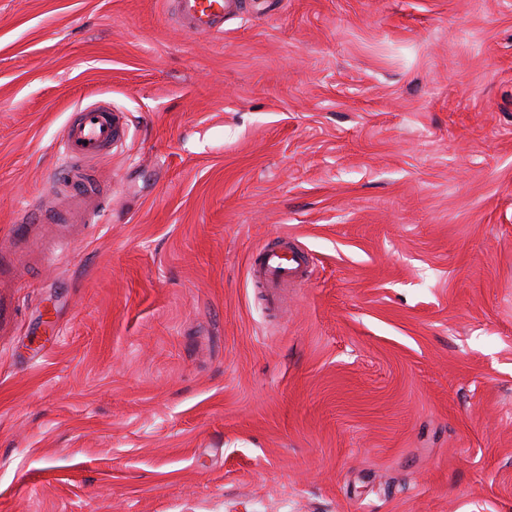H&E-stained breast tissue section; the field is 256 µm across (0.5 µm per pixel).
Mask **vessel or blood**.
Returning <instances> with one entry per match:
<instances>
[{
  "label": "vessel or blood",
  "instance_id": "obj_1",
  "mask_svg": "<svg viewBox=\"0 0 512 512\" xmlns=\"http://www.w3.org/2000/svg\"><path fill=\"white\" fill-rule=\"evenodd\" d=\"M180 24L194 35L217 33L226 16L236 13L237 0H175ZM123 125L120 113L110 106H89L77 111L67 122L60 136L63 150L71 162L68 178L75 183L82 177L85 162L108 157L120 140ZM104 205L103 199L94 189L67 190L58 197L56 211L62 224H89ZM43 217L39 210H24L14 224L9 249L10 258L0 259V289L16 285L13 274L14 255L23 253L36 232ZM306 258L299 253L284 256L278 243L264 245L258 252L251 274L265 289L269 297H276L281 288L294 283L303 276Z\"/></svg>",
  "mask_w": 512,
  "mask_h": 512
}]
</instances>
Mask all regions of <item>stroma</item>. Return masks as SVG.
Wrapping results in <instances>:
<instances>
[{
    "label": "stroma",
    "mask_w": 512,
    "mask_h": 512,
    "mask_svg": "<svg viewBox=\"0 0 512 512\" xmlns=\"http://www.w3.org/2000/svg\"><path fill=\"white\" fill-rule=\"evenodd\" d=\"M106 100L112 200L18 257L0 512H512V0H0V246ZM288 236L311 274L270 311ZM177 4L180 24L193 35L220 31L224 17L236 13L237 0H172ZM283 248L279 243L264 245L251 268L252 276L272 299L288 283L292 284L302 278L307 263L305 256L294 250H290L291 257L286 259Z\"/></svg>",
    "instance_id": "35a3bbf8"
}]
</instances>
